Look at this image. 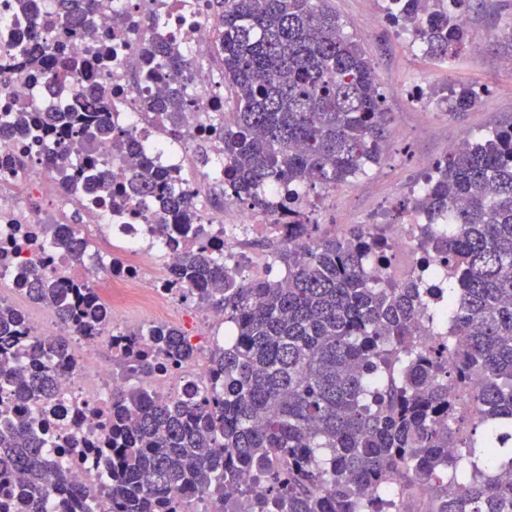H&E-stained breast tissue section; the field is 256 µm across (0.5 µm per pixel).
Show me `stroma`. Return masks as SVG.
<instances>
[{"label":"stroma","instance_id":"35a3bbf8","mask_svg":"<svg viewBox=\"0 0 512 512\" xmlns=\"http://www.w3.org/2000/svg\"><path fill=\"white\" fill-rule=\"evenodd\" d=\"M330 6L344 31L373 58L393 124L380 163L326 192L313 219L327 235L357 224H374L388 234L406 222L427 161L447 154L449 132L475 141L512 118V69L505 67V54L492 42L493 36L512 31V0H481L464 12L463 21L480 47L450 65L425 56L411 29L380 21L384 0H330ZM447 83L472 87L483 96L471 110L454 115L417 101L418 90Z\"/></svg>","mask_w":512,"mask_h":512}]
</instances>
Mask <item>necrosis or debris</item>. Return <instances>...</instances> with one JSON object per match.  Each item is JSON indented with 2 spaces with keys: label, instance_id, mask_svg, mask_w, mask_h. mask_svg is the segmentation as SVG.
Segmentation results:
<instances>
[{
  "label": "necrosis or debris",
  "instance_id": "necrosis-or-debris-1",
  "mask_svg": "<svg viewBox=\"0 0 512 512\" xmlns=\"http://www.w3.org/2000/svg\"><path fill=\"white\" fill-rule=\"evenodd\" d=\"M94 19L89 36L48 32L56 64L37 72L14 51L16 42L27 39L33 19L17 11L16 0H0V117L21 108L40 114L80 112L82 90L100 86L113 122L128 140L124 152L104 144L96 153L97 172L127 191L123 205L116 207L95 202L87 182L71 183L68 176L46 168L54 153V132L38 139L20 134L0 139V292L28 299L24 281L38 275L66 288L91 289L107 311L106 324L90 337L57 316H27L9 352L15 364L26 367L37 339L71 336L77 341L69 365H58L53 357L47 361L54 376L53 397L30 400L24 410L35 420L34 432L45 436L50 461L85 488L92 512H103L105 461L96 449L109 430L112 393L128 381L122 360L129 310L148 309L147 327L152 330L174 325L175 306L185 304L200 330L191 339L193 357L177 363L155 354L150 337L141 338L140 350L155 357L151 374L143 380L154 397L176 400L187 385H209L211 349L223 346L228 333L224 313L202 296L185 302L188 287L173 283L170 270L202 241L221 254L226 271L236 278H283L271 247L294 240L295 228L269 223L267 211L237 200L225 190L223 178L213 174L224 159L229 101L224 79L213 66L217 31L209 0H95ZM165 40L188 51L187 67L173 82L187 84L192 101L174 130L144 106L148 84L140 48ZM107 48L113 51L111 62L96 65ZM145 167L167 172L174 191L185 195L196 212L194 228L170 223L161 230L151 224L160 202L129 189L134 171ZM49 219L65 232L82 227L85 246L79 254L51 242L44 231ZM424 227L418 213L400 225L390 245L407 255L409 267L402 271L384 264L375 267L376 278L400 281L410 273L437 287L430 277L432 265L424 260ZM104 348L111 350V359L101 357Z\"/></svg>",
  "mask_w": 512,
  "mask_h": 512
}]
</instances>
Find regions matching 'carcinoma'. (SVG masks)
<instances>
[{
  "mask_svg": "<svg viewBox=\"0 0 512 512\" xmlns=\"http://www.w3.org/2000/svg\"><path fill=\"white\" fill-rule=\"evenodd\" d=\"M221 39L224 81L237 111L224 121V177L236 197L268 206L269 187L285 190L283 209L295 214L300 193H325L377 164L389 133L375 65L354 36L344 33L329 0H210ZM471 0H389L387 16L408 22L426 56L458 59L473 37L460 22ZM55 25L90 30L92 0H61ZM19 54L36 70L54 66L51 43L36 32ZM154 92L146 109L175 123L184 108L180 90L165 77L186 68L182 47H142ZM448 112L475 107L473 90L445 85L435 91ZM56 128L59 159H85L78 175L97 182L98 201L120 193L92 173V156L126 141L99 96L94 112H52L45 124L17 112L0 136H31ZM423 213L448 278V333L425 345L415 333L421 315L442 322L421 279H375L369 266L388 257L387 240L363 224L349 237L317 234L295 221L308 258L289 243L276 251L288 284L237 281L208 248L189 252L174 280L197 287L235 332L211 355L214 382L188 388L177 401H160L138 387L112 394L113 419L105 452L112 459V512H173L183 496L236 490L255 470L269 512H389L392 489L411 494L437 487L431 512H512V119L476 142L459 141L424 177ZM142 192L164 193L163 210L191 224L188 202L167 174L150 170ZM32 299L93 332L103 310L86 290L64 299L57 285L33 282ZM22 316L0 306V377L22 404L54 394V380L16 367L8 354ZM160 351L187 359L194 347L178 328L151 331ZM70 352L59 337L33 346L45 356ZM472 381L475 413L465 415L448 395V381ZM458 448L455 456L449 448ZM52 464L29 417L5 420L0 430V491L20 474L30 493L20 512H43L51 495L63 512H78L83 489Z\"/></svg>",
  "mask_w": 512,
  "mask_h": 512,
  "instance_id": "1",
  "label": "carcinoma"
}]
</instances>
